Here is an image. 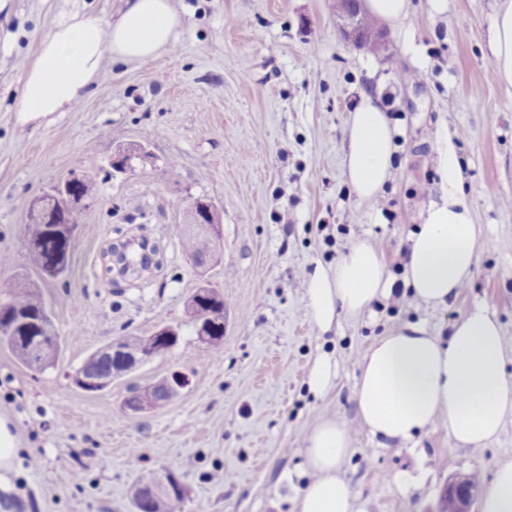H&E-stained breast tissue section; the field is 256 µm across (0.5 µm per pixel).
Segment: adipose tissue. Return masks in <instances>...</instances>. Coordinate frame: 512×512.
Listing matches in <instances>:
<instances>
[{
	"label": "adipose tissue",
	"mask_w": 512,
	"mask_h": 512,
	"mask_svg": "<svg viewBox=\"0 0 512 512\" xmlns=\"http://www.w3.org/2000/svg\"><path fill=\"white\" fill-rule=\"evenodd\" d=\"M179 25L170 0H126L120 16L105 24L74 14L39 44L25 71L15 111L70 112L99 78L106 58L146 64L167 49ZM490 49L496 77L512 86V0H504L492 26ZM392 130L371 97L352 113L344 150L345 176L357 197L376 199L393 176ZM441 195L418 213L406 262V284L428 305L447 304L469 281L477 261V226L462 197L454 156L439 158ZM395 282L380 251L361 241L334 267L316 266L306 283L312 317L328 332L340 316L358 318ZM502 329L488 310L474 306L451 328L448 341L408 324L381 336L358 363L357 418L369 434L406 443L444 423L459 445L481 447L498 435L512 412V376L504 369ZM346 425L318 421L306 438V463L314 474L298 512H355V496L339 474L351 450Z\"/></svg>",
	"instance_id": "1"
}]
</instances>
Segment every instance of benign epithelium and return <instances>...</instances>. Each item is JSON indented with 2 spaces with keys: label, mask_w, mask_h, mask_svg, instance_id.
I'll return each instance as SVG.
<instances>
[{
  "label": "benign epithelium",
  "mask_w": 512,
  "mask_h": 512,
  "mask_svg": "<svg viewBox=\"0 0 512 512\" xmlns=\"http://www.w3.org/2000/svg\"><path fill=\"white\" fill-rule=\"evenodd\" d=\"M337 14L343 21L340 30L344 37L353 44L362 46L367 43H377L381 34L369 29L364 24L362 0H336ZM153 159L150 152L142 147H120L112 154L111 161L118 164L112 169V177L125 176L134 171L133 161L142 164ZM88 178L86 174L71 173L67 178L58 182L50 193L36 197L32 200L27 214V222H58L60 215L69 210H89L96 204L93 196H76L72 193V186L76 182H83ZM182 233L193 235L200 242V253L190 257L199 277L198 287L189 297L186 305L188 323L193 328L197 340L207 346L216 342L211 336V321L216 317H225V313L219 315L205 313L200 308V302L210 296L211 286L207 280V272L219 254V248L223 241V224L220 210L217 206L203 199L194 200L187 211V220L182 224ZM180 335V326L162 325L155 329L150 338L136 344L129 342L125 337H118L103 349L92 353L84 365L76 372L74 383L80 385V389L87 393H98L112 385V379L126 375L139 366L156 358L168 355L176 344L169 343L173 337ZM112 357L115 366L112 373L107 376H99L97 366L104 357ZM189 378L181 372H175L170 378L162 382V388L158 390L155 406L159 407L174 397L178 390L187 386ZM177 480L173 474L165 473L161 482L155 488L145 491L134 487L133 497H159L172 492V482ZM479 495V489L467 484L462 476L453 477L448 481L442 497L451 504L448 512H473L472 507Z\"/></svg>",
  "instance_id": "7a95c632"
}]
</instances>
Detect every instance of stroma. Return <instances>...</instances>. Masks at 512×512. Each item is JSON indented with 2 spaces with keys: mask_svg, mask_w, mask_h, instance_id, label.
I'll use <instances>...</instances> for the list:
<instances>
[{
  "mask_svg": "<svg viewBox=\"0 0 512 512\" xmlns=\"http://www.w3.org/2000/svg\"><path fill=\"white\" fill-rule=\"evenodd\" d=\"M503 0H413L381 46L347 41L336 0H172L181 24L172 48L145 65L107 61L71 112L14 111L25 70L52 24L80 13L108 23L124 0H8L0 10V299L13 274L35 281L62 349L37 371L0 345V413L19 448L0 478V512H134L146 470H170L187 495L176 512H296L309 481L304 438L325 416L352 428L341 465L362 512H436L449 478L492 483L512 460V414L475 451L445 426L405 445L356 426L357 363L377 336L418 324L447 336L474 305L503 329L512 375V88L489 49ZM371 96L393 130L396 176L373 201L344 176L346 129ZM450 134L464 198L478 228L471 279L447 305L406 289L408 239L422 204L438 198L440 137ZM153 155L134 174L103 180L118 146ZM100 177L96 218L75 233L70 270L43 272L27 246L31 200L70 173ZM211 199L224 224L211 286L224 293L222 356L197 342L185 305L197 286L180 244L190 201ZM148 237L159 267L119 275L101 260L110 244ZM383 254L398 295L320 334L299 280L336 264L356 242ZM180 326L167 356L91 394L75 371L98 347L156 326ZM333 354L323 397L309 370ZM182 371L190 383L129 421L131 387Z\"/></svg>",
  "mask_w": 512,
  "mask_h": 512,
  "instance_id": "1",
  "label": "stroma"
}]
</instances>
